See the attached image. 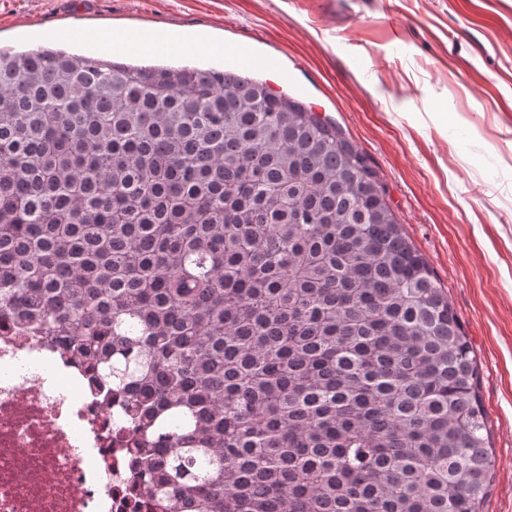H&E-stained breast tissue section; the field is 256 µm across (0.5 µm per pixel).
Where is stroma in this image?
I'll list each match as a JSON object with an SVG mask.
<instances>
[{"label":"stroma","mask_w":512,"mask_h":512,"mask_svg":"<svg viewBox=\"0 0 512 512\" xmlns=\"http://www.w3.org/2000/svg\"><path fill=\"white\" fill-rule=\"evenodd\" d=\"M118 25L249 43L252 77L336 123L387 191L477 356L512 512V0H0V46L99 55Z\"/></svg>","instance_id":"stroma-1"}]
</instances>
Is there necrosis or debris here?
<instances>
[{
	"mask_svg": "<svg viewBox=\"0 0 512 512\" xmlns=\"http://www.w3.org/2000/svg\"><path fill=\"white\" fill-rule=\"evenodd\" d=\"M119 405L59 341L0 325V512H160L133 491Z\"/></svg>",
	"mask_w": 512,
	"mask_h": 512,
	"instance_id": "1",
	"label": "necrosis or debris"
}]
</instances>
